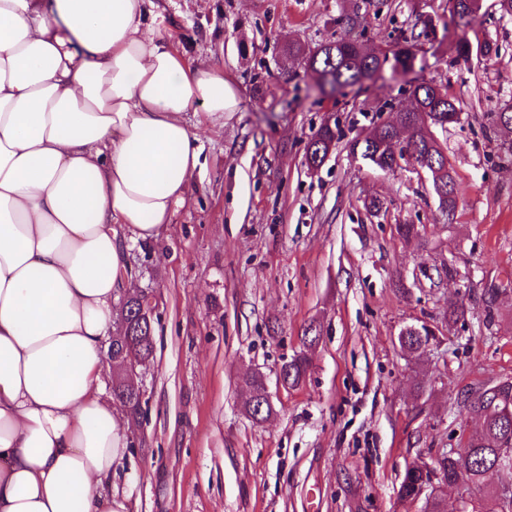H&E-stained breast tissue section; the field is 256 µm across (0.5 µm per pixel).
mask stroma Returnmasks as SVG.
Wrapping results in <instances>:
<instances>
[{
  "label": "stroma",
  "mask_w": 512,
  "mask_h": 512,
  "mask_svg": "<svg viewBox=\"0 0 512 512\" xmlns=\"http://www.w3.org/2000/svg\"><path fill=\"white\" fill-rule=\"evenodd\" d=\"M413 3L161 0L177 51L222 53L241 101L223 134L193 124L205 158L194 192L159 241L129 251L133 287L159 306L145 413L113 485L129 512H422L397 496L406 467L462 450L480 428L464 394L512 378V134L484 118L512 101V18L483 0L465 28L444 0H426L438 31L413 72L387 67L331 97L285 51L339 38L336 16L356 5L370 45H389L409 33ZM462 37L499 54L457 60ZM422 79L461 109L443 135L458 188L451 222L412 163L393 176L351 146ZM328 120L339 138L309 170L305 145ZM401 224L419 237L402 239ZM460 299L469 312L454 323ZM424 323L435 341L405 353L400 332ZM311 324V367L279 390L278 369ZM254 369L275 407L261 421L245 415L239 385Z\"/></svg>",
  "instance_id": "35a3bbf8"
}]
</instances>
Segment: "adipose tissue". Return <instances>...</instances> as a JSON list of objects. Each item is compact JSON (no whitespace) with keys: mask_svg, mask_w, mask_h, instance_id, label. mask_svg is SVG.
Masks as SVG:
<instances>
[{"mask_svg":"<svg viewBox=\"0 0 512 512\" xmlns=\"http://www.w3.org/2000/svg\"><path fill=\"white\" fill-rule=\"evenodd\" d=\"M159 0H0V512H127L130 423L104 342L131 285L123 245L159 239L237 87L187 61Z\"/></svg>","mask_w":512,"mask_h":512,"instance_id":"ef3b65f1","label":"adipose tissue"}]
</instances>
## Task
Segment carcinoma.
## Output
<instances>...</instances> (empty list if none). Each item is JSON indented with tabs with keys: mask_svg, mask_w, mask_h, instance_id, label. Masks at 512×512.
<instances>
[{
	"mask_svg": "<svg viewBox=\"0 0 512 512\" xmlns=\"http://www.w3.org/2000/svg\"><path fill=\"white\" fill-rule=\"evenodd\" d=\"M452 16L461 20H472L481 9L480 0H448ZM336 25L347 31V36L320 43L306 56V68L314 78L317 90L333 94L346 88L362 86L364 81L377 78L387 64L395 71L405 72L414 66L416 52L423 41L430 40L435 25L429 15L417 13V26L402 36L387 49L375 51L362 43L364 29L361 28L359 12H343L336 17ZM410 96L413 106L400 112L396 122L382 128L373 127L364 140L354 138L352 149L360 151L363 159L385 172L400 169L397 154L408 149L417 153V160L427 163L432 188L438 196L439 207L448 215L455 214L457 206L456 173L444 147L435 134L460 121V109L448 90L433 83L420 81L412 86ZM491 127L512 133V102L496 107L490 112ZM337 140L336 130L321 125L305 146L307 166L320 167ZM149 304V295L143 291L129 295L121 304V319L112 333V345L107 352L112 362L121 366L126 357H131L144 366L153 358L155 349V320L139 315L142 306ZM318 340L313 328L302 337L305 350L284 361L282 373L288 385L295 388L305 378L311 365L306 349ZM242 384L248 393L245 411L255 420L263 419L268 406L261 405L264 388L260 375L245 374ZM500 395L512 402V379L506 378L496 384L470 392L467 406L481 414V430L467 442V449L455 455H448L430 470L417 465L406 468L398 489V496L405 501L414 500L416 489L423 483H452L457 478L465 479L470 487L478 491L484 487L488 471L497 468L501 472L502 485L512 486V467L502 458L504 439L512 436V418H503L490 408L484 396L487 393ZM112 395L119 400L133 421L144 413L143 394L127 387L121 381V374L112 380Z\"/></svg>",
	"mask_w": 512,
	"mask_h": 512,
	"instance_id": "carcinoma-1",
	"label": "carcinoma"
}]
</instances>
